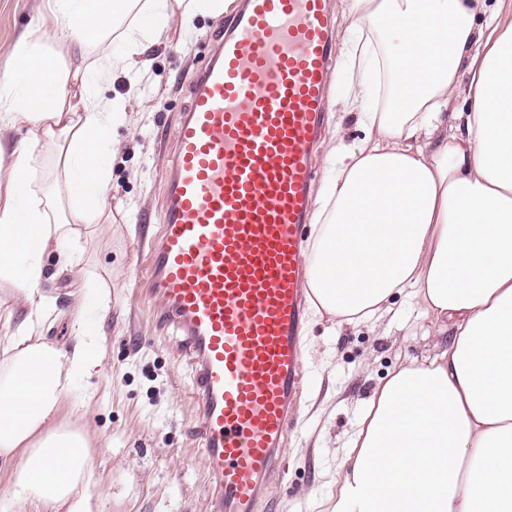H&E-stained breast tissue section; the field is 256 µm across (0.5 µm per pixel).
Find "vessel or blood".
I'll list each match as a JSON object with an SVG mask.
<instances>
[{
  "label": "vessel or blood",
  "mask_w": 512,
  "mask_h": 512,
  "mask_svg": "<svg viewBox=\"0 0 512 512\" xmlns=\"http://www.w3.org/2000/svg\"><path fill=\"white\" fill-rule=\"evenodd\" d=\"M213 27L143 291L192 359L211 512H277L303 393L307 229L336 31L327 0H238Z\"/></svg>",
  "instance_id": "obj_1"
}]
</instances>
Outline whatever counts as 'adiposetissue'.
Returning a JSON list of instances; mask_svg holds the SVG:
<instances>
[{"mask_svg":"<svg viewBox=\"0 0 512 512\" xmlns=\"http://www.w3.org/2000/svg\"><path fill=\"white\" fill-rule=\"evenodd\" d=\"M355 61L346 107L359 147L336 157L313 216L308 282L315 319L379 325L399 295L447 332L436 354L398 364L367 401L327 497L328 512H512V9L487 0H348ZM226 0H51L50 35L15 48L24 77L0 92V282L27 314L0 344V512H98L90 440L78 425L103 364L109 292L81 295L72 350L43 336L40 285L104 199L121 99L70 93L74 62L96 52L100 82L144 68L143 42L215 16ZM52 50H45V43ZM126 47L114 54L113 43ZM468 80L462 111L448 100ZM29 127L55 157L35 190ZM71 421L62 423V407Z\"/></svg>","mask_w":512,"mask_h":512,"instance_id":"adipose-tissue-1","label":"adipose tissue"}]
</instances>
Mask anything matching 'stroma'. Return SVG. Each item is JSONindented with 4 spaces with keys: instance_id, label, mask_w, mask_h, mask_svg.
<instances>
[{
    "instance_id": "1",
    "label": "stroma",
    "mask_w": 512,
    "mask_h": 512,
    "mask_svg": "<svg viewBox=\"0 0 512 512\" xmlns=\"http://www.w3.org/2000/svg\"><path fill=\"white\" fill-rule=\"evenodd\" d=\"M40 21L52 26L49 0H0V86L18 67L15 45ZM212 19L195 15L174 27L167 43L150 46L145 79L123 77L99 87L85 69L88 89H103L126 101L127 118L114 124L117 145L106 208L110 225L91 240L72 243L83 261L73 272L44 282L54 312L41 333L63 347L72 344L79 314L76 297L108 288L110 311L103 323V367L83 426L90 437L92 465L101 477V512H210L204 449L197 434L198 397L193 365L180 336L156 329L150 305L135 283L148 258V242L158 230L163 171L174 146L176 123L189 103L190 77L214 51ZM350 85L346 62H339L330 89L331 108L318 149L317 184H324L335 128L348 146L364 138L355 116L344 113ZM402 297L380 327L322 321L305 335L309 387L287 444L283 485L274 487L281 512H321L341 448L365 402L394 366L435 351L444 335L430 321L414 320Z\"/></svg>"
}]
</instances>
